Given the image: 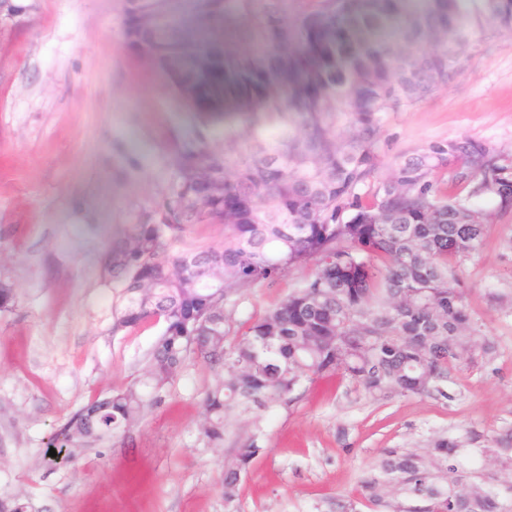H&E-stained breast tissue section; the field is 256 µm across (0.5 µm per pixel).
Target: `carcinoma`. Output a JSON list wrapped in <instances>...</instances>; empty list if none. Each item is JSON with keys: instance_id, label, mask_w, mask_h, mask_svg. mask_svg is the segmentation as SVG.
Segmentation results:
<instances>
[{"instance_id": "1", "label": "carcinoma", "mask_w": 512, "mask_h": 512, "mask_svg": "<svg viewBox=\"0 0 512 512\" xmlns=\"http://www.w3.org/2000/svg\"><path fill=\"white\" fill-rule=\"evenodd\" d=\"M460 2L126 0L124 25L150 14L166 33L137 30L139 53L192 51L171 85L189 111L224 123V141L181 142L161 221L113 235L102 255L119 289L112 334L164 328L138 377L71 414L52 446L75 459L128 439L191 363L213 373L198 431L219 447L231 414L257 424L314 378H345L371 397L429 396L452 371L494 358L455 268L485 237L475 200L512 211V167L463 136L397 162L370 198L358 193L382 164L388 113L456 72L471 35ZM481 2L476 19L512 29V0ZM452 164L454 196L435 179ZM190 224L224 225V242L187 243ZM308 265L272 309L236 318L248 289ZM469 441L435 435L420 450L383 451L361 479L364 499L373 512H512V431L480 449L494 484ZM261 452L252 442L224 466L226 502Z\"/></svg>"}]
</instances>
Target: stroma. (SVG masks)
Masks as SVG:
<instances>
[{"mask_svg": "<svg viewBox=\"0 0 512 512\" xmlns=\"http://www.w3.org/2000/svg\"><path fill=\"white\" fill-rule=\"evenodd\" d=\"M125 0H0V496L28 512H368L364 473L386 449L512 429V213L491 212L458 275L488 363L452 372L442 394L374 399L331 377L303 383L260 425L238 417L220 448L198 434L208 369L188 365L130 442L56 460L49 442L90 399L138 376L160 325L113 333L118 291L101 256L112 233L154 212L174 179L176 144L199 121L167 77L123 46ZM447 86L387 117L379 177L429 143L469 136L512 153V30L475 29ZM312 267L246 292L263 314ZM257 442L232 503L223 462Z\"/></svg>", "mask_w": 512, "mask_h": 512, "instance_id": "1", "label": "stroma"}]
</instances>
